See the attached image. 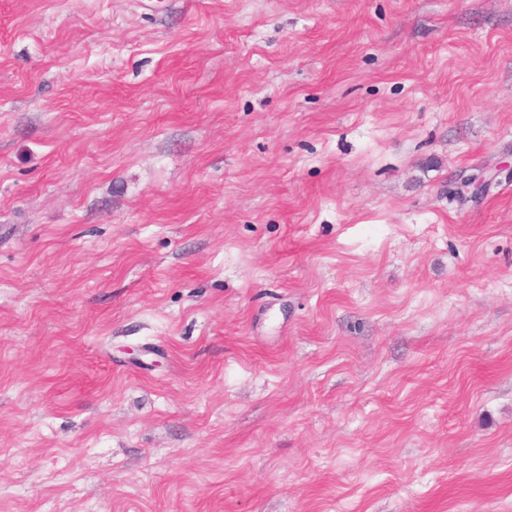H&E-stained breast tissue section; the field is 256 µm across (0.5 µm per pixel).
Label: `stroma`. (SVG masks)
<instances>
[{
    "instance_id": "1",
    "label": "stroma",
    "mask_w": 512,
    "mask_h": 512,
    "mask_svg": "<svg viewBox=\"0 0 512 512\" xmlns=\"http://www.w3.org/2000/svg\"><path fill=\"white\" fill-rule=\"evenodd\" d=\"M0 512H512V0H0Z\"/></svg>"
}]
</instances>
